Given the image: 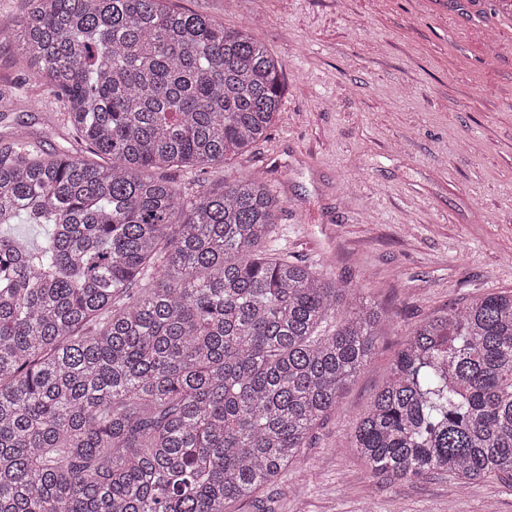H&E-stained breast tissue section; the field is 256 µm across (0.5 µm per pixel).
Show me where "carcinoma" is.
Masks as SVG:
<instances>
[{
    "mask_svg": "<svg viewBox=\"0 0 512 512\" xmlns=\"http://www.w3.org/2000/svg\"><path fill=\"white\" fill-rule=\"evenodd\" d=\"M16 71L75 145L0 149V512H241L300 460L386 312L273 252L249 173L193 194L152 168L264 139L281 63L169 0H28ZM37 224L28 242L7 232ZM375 486L512 488V291L418 325L355 425Z\"/></svg>",
    "mask_w": 512,
    "mask_h": 512,
    "instance_id": "obj_1",
    "label": "carcinoma"
}]
</instances>
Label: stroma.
I'll return each instance as SVG.
<instances>
[{
	"instance_id": "1",
	"label": "stroma",
	"mask_w": 512,
	"mask_h": 512,
	"mask_svg": "<svg viewBox=\"0 0 512 512\" xmlns=\"http://www.w3.org/2000/svg\"><path fill=\"white\" fill-rule=\"evenodd\" d=\"M245 28L283 68L266 139L215 166L155 178L191 192L259 172L282 199L273 249L361 289L390 317L374 358L266 512H512L496 480L428 476L372 488L351 428L420 321L512 289V0H171ZM0 41V148L24 125L65 147L62 109ZM54 129L45 137L46 129Z\"/></svg>"
}]
</instances>
